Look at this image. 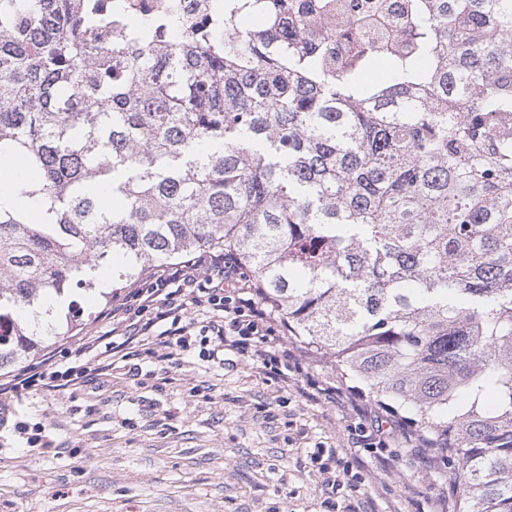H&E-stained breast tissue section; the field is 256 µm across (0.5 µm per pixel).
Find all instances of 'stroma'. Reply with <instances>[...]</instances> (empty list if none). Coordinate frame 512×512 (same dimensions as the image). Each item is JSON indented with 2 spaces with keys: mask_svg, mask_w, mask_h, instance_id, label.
Returning <instances> with one entry per match:
<instances>
[{
  "mask_svg": "<svg viewBox=\"0 0 512 512\" xmlns=\"http://www.w3.org/2000/svg\"><path fill=\"white\" fill-rule=\"evenodd\" d=\"M115 288L84 295L15 365L101 336ZM288 379L225 348L167 359L152 341L79 386L9 400L0 427V512H453L450 474L408 429L367 446L382 410L347 391L330 359L289 339ZM333 395H325L328 387ZM332 449L357 480L331 490L310 453Z\"/></svg>",
  "mask_w": 512,
  "mask_h": 512,
  "instance_id": "35a3bbf8",
  "label": "stroma"
}]
</instances>
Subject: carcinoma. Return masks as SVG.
Instances as JSON below:
<instances>
[{"mask_svg":"<svg viewBox=\"0 0 512 512\" xmlns=\"http://www.w3.org/2000/svg\"><path fill=\"white\" fill-rule=\"evenodd\" d=\"M373 15L392 43L358 37ZM181 26L0 0V158L47 215L0 204V369L103 263L232 250L458 512H512V0H214Z\"/></svg>","mask_w":512,"mask_h":512,"instance_id":"cac0c4a2","label":"carcinoma"}]
</instances>
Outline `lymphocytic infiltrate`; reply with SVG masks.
Returning a JSON list of instances; mask_svg holds the SVG:
<instances>
[{
    "label": "lymphocytic infiltrate",
    "instance_id": "1",
    "mask_svg": "<svg viewBox=\"0 0 512 512\" xmlns=\"http://www.w3.org/2000/svg\"><path fill=\"white\" fill-rule=\"evenodd\" d=\"M192 306L214 314L203 327L208 356L230 346L261 364L272 378L287 379L289 350L274 311L260 300L250 273L233 253L208 251L150 272L117 294L106 314L112 322V341L89 333L75 337L64 348L72 367L61 369V359L46 355L1 379L0 394L18 395L35 387L51 389L62 376L70 385L80 384L85 373L83 359L117 356L126 345L151 333L161 347L187 349L195 325L188 315ZM165 320L170 321V328L155 332V325Z\"/></svg>",
    "mask_w": 512,
    "mask_h": 512
}]
</instances>
